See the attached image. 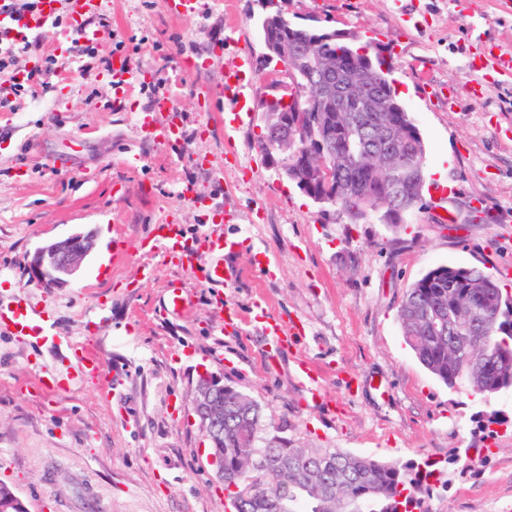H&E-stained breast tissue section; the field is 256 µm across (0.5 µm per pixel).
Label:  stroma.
<instances>
[{"label":"stroma","instance_id":"stroma-1","mask_svg":"<svg viewBox=\"0 0 512 512\" xmlns=\"http://www.w3.org/2000/svg\"><path fill=\"white\" fill-rule=\"evenodd\" d=\"M289 18L352 31L393 65L399 100L420 129L427 171L422 209L391 231L351 222L314 202L262 152V106L282 64L260 66V0H194L173 13L168 0H100L110 24L100 58H130L135 81L113 109L107 74L86 83L82 45L70 28H46L45 51L65 70L20 112H0V304L25 295L52 314L59 349L0 333V482L28 512H230L208 462L209 444L192 405L203 374L256 400L266 430L294 444L339 448L384 462L431 467L429 512H512V390L448 388L407 345L397 310L406 289L431 268L474 267L512 294V74L469 71L468 57L494 45L512 51V8L501 0H285ZM418 13L422 25L404 21ZM124 48H117V41ZM253 68L241 89L249 113L236 127L212 108L227 71ZM452 87L456 106L441 91ZM483 88L475 96L474 88ZM170 107L179 142H146L139 115L156 99ZM233 223H215L225 208ZM191 234L217 230L245 239L228 260L239 275L225 305L243 321L220 334L213 291L141 243L162 220ZM454 228H447V220ZM112 232L108 256L92 251L70 283L47 288L28 263L41 246L79 231ZM272 261L265 275L255 254ZM185 284L178 315L161 317L168 282ZM302 332L269 366L254 303ZM79 343L96 373L46 392L41 373L64 371L62 346ZM233 358L221 364L220 355ZM307 361L332 408L307 403L293 373ZM498 412L492 437L479 415ZM487 447L472 468L450 463L458 448Z\"/></svg>","mask_w":512,"mask_h":512}]
</instances>
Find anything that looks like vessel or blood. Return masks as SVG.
Wrapping results in <instances>:
<instances>
[{"label":"vessel or blood","mask_w":512,"mask_h":512,"mask_svg":"<svg viewBox=\"0 0 512 512\" xmlns=\"http://www.w3.org/2000/svg\"><path fill=\"white\" fill-rule=\"evenodd\" d=\"M96 0H41L38 15L9 16L0 14V37L12 38L23 33H34L50 24L58 12H66L71 24L78 26L83 40L97 39L99 33L87 25V17L94 12ZM493 65L503 72H512V52L504 53L491 50L489 60L470 58L468 66L473 70L485 69ZM130 64L127 57L114 56L110 79L115 84V102L124 105L130 89ZM154 251L160 252L164 259L176 263L188 272L198 273L201 281L213 288L223 287L229 282L234 271L226 263V256L240 252L244 240L228 237L221 233L207 232L195 236L185 235L176 224H160L152 237ZM212 254V262L204 269H196V256L201 251ZM187 298L181 282L169 285L161 311L163 314L179 313L185 306ZM251 320L261 326L265 335L270 336L271 343L278 350H287L290 340L287 328L272 319L263 305H256ZM43 324L30 314L29 304L25 299H17L12 305L0 309V332L19 337L38 339L43 335ZM294 373L312 403L325 402L323 386L306 361H298Z\"/></svg>","instance_id":"b4317fda"}]
</instances>
